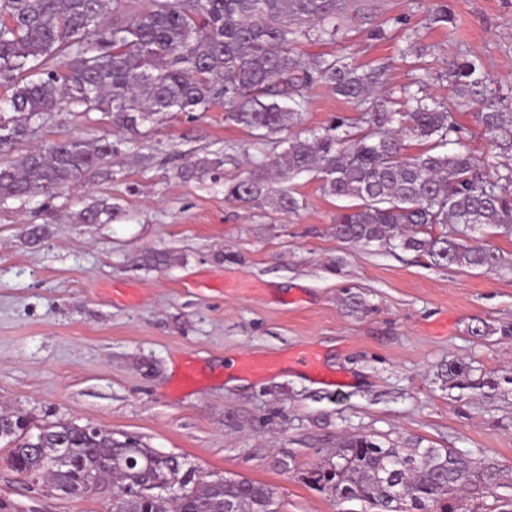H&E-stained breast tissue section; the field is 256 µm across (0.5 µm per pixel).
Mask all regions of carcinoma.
I'll use <instances>...</instances> for the list:
<instances>
[{
	"label": "carcinoma",
	"mask_w": 512,
	"mask_h": 512,
	"mask_svg": "<svg viewBox=\"0 0 512 512\" xmlns=\"http://www.w3.org/2000/svg\"><path fill=\"white\" fill-rule=\"evenodd\" d=\"M339 0H150L129 13L125 0H0V86L9 91L0 107V156L12 155L38 138L46 118L74 108L99 113L138 138L161 116L190 118L220 100L227 118L267 139L301 121L309 91L321 84L356 109L304 138L287 137L274 167L282 177L313 172L320 190L346 200L335 219L336 237L385 249L413 251L436 265L496 272V249L463 240L491 227L512 236V165L488 178L469 152H448L459 136L456 113L443 103L404 90L406 112L389 107L380 93L383 68L364 71L346 54L313 55L301 40L334 41ZM112 12V24L105 15ZM58 60L56 67L50 61ZM456 96L477 101L481 135L503 157L512 156V94L492 87L481 63L465 61L450 74ZM428 143L413 156L403 136ZM121 140L69 137L47 148L33 147L18 161H0V202L55 198L78 183L112 176L108 167ZM219 159L196 158L180 167L187 180L220 178ZM270 199L277 209L301 207L291 189L275 187L267 164L255 162L243 178L224 179V200L250 204ZM117 207L105 198L73 215L78 224L109 222ZM440 232H435V228ZM149 269L170 263L169 254L148 251ZM448 383L461 389H499L500 382L472 378V366L448 361ZM0 439L10 447L8 466L50 490L70 487L75 497L115 484L112 512H213L224 499L237 512H277L276 490L237 474L204 475L191 468V489L162 498L145 486L153 478L177 481L185 459L163 454L140 439L99 428L87 433L75 423H51L32 433L22 413H1ZM62 439L71 457L53 448ZM491 484L499 473L479 467L453 448H397L372 435L347 439L336 459L307 472L305 482L339 497L351 493L376 512H458L456 502L475 476Z\"/></svg>",
	"instance_id": "obj_1"
}]
</instances>
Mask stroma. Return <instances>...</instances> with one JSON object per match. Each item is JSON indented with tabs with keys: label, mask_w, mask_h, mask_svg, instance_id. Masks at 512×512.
I'll list each match as a JSON object with an SVG mask.
<instances>
[{
	"label": "stroma",
	"mask_w": 512,
	"mask_h": 512,
	"mask_svg": "<svg viewBox=\"0 0 512 512\" xmlns=\"http://www.w3.org/2000/svg\"><path fill=\"white\" fill-rule=\"evenodd\" d=\"M438 7L447 23H430ZM336 21L342 44L306 41L301 51L343 47L364 67L387 65L385 95L400 97L420 76L429 95L451 101L448 73L466 59L512 87V0H345ZM476 110L456 107L460 143L491 175L499 158ZM354 114L318 85L296 130ZM104 134L121 136L98 114L72 111L53 115L38 140ZM281 149L275 135L255 143L219 103L147 125L113 157L111 180L1 203L0 413L132 434L205 473L270 484L279 512H346L303 477L350 434L455 448L512 484V237H485L505 260L500 272L438 267L337 239L341 202L310 174L291 181L303 199L294 214L266 200L228 202L222 182L177 175L183 158L224 155L233 158L224 174L242 175ZM100 196L117 208L112 222L73 223ZM35 224L50 234L33 246ZM148 249L169 253L170 264L144 268ZM352 295L359 307H348ZM482 324L491 334L473 335ZM306 348L334 383L293 363ZM243 357L275 367L228 385L225 362ZM452 359L499 389L449 387L441 369ZM188 363L191 384L181 375ZM7 455L0 444V512H112L111 491H46L12 472Z\"/></svg>",
	"instance_id": "35a3bbf8"
}]
</instances>
